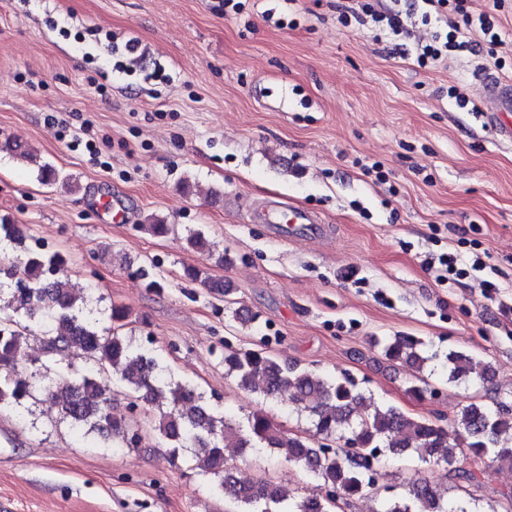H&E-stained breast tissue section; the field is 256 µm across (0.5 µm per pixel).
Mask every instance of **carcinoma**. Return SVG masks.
I'll list each match as a JSON object with an SVG mask.
<instances>
[{
    "label": "carcinoma",
    "instance_id": "1",
    "mask_svg": "<svg viewBox=\"0 0 512 512\" xmlns=\"http://www.w3.org/2000/svg\"><path fill=\"white\" fill-rule=\"evenodd\" d=\"M140 229L164 237L172 225L157 217L147 218ZM26 227L0 218V242L22 248L8 262H0V293L10 286L9 306L13 315L0 318V408H21L25 398L42 395L55 402L71 428L96 433L114 444L130 446L135 441L124 416L112 414V397L88 369L62 373L36 384L34 376L19 369L20 350L33 337L30 325L44 327V353L71 348L89 362H106L131 398L130 406L152 411V428L165 440L173 455L184 449L203 454V471L219 478L217 492L231 502L232 512H344L353 501L373 492L376 481L371 465L385 454L402 456L421 451L422 459L448 465L453 479L479 488L485 478L471 469L474 463L489 468H512V446L501 445V438L512 432V402L491 405L471 402L458 415L461 438L448 444L443 427L408 416L393 406L376 404L358 384L346 377L326 378L283 361L262 346L243 347L224 354V369L245 390L268 398H285L294 408L307 414L322 442L281 429L262 409L251 411L246 425L233 424L201 404L195 388L163 377V369L151 352L120 335L128 311L112 306V328L100 331L81 312L75 310V297L68 279L60 276L66 267L58 252L32 251L24 247ZM184 274L222 295L224 283L211 279L196 267ZM383 356L393 362L422 371L429 357L424 342L415 336L398 334L375 342ZM448 382L488 381L490 365L476 360L465 350L446 356ZM341 442L343 448L333 444ZM352 445L347 449L346 445ZM238 457L247 449H269L278 460L304 469L318 481V493L295 499L283 485L259 480L245 487L235 475L226 450ZM332 489L331 498L322 491ZM380 512H467L462 504L444 499L427 483H411L404 492L383 503Z\"/></svg>",
    "mask_w": 512,
    "mask_h": 512
}]
</instances>
